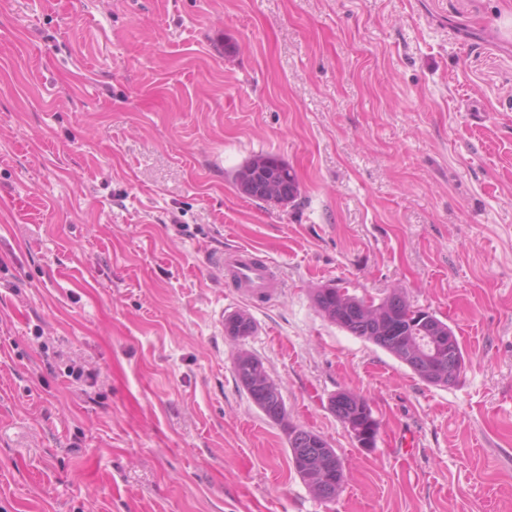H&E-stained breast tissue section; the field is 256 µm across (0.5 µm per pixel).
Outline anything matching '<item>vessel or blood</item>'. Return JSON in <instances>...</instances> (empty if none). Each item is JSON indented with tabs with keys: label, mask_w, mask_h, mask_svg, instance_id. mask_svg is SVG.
<instances>
[{
	"label": "vessel or blood",
	"mask_w": 512,
	"mask_h": 512,
	"mask_svg": "<svg viewBox=\"0 0 512 512\" xmlns=\"http://www.w3.org/2000/svg\"><path fill=\"white\" fill-rule=\"evenodd\" d=\"M222 273L225 282L246 299H273L283 286L274 263L260 257L257 249L252 247L225 251Z\"/></svg>",
	"instance_id": "obj_1"
}]
</instances>
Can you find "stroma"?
<instances>
[{
    "label": "stroma",
    "mask_w": 512,
    "mask_h": 512,
    "mask_svg": "<svg viewBox=\"0 0 512 512\" xmlns=\"http://www.w3.org/2000/svg\"><path fill=\"white\" fill-rule=\"evenodd\" d=\"M261 154L295 202L239 193ZM237 246L278 297L225 284ZM324 285L435 312L459 382L329 323ZM243 349L335 448V501ZM0 512H512V0H0ZM222 273L224 281L245 299L271 300L284 288L274 263L252 247L224 251ZM249 356L251 361L256 362L262 372L257 371L248 366L246 359L239 360L237 355L234 359V372L237 379L247 391L253 403L258 409L271 421L281 425L288 434V447L290 450V458L299 476L300 480L309 488V490L320 500L333 501L339 495L343 480L341 483L336 481L341 475L344 476L343 465L338 464L336 461V480L335 481H317L314 470L310 467H301L297 462L305 457L313 459L316 464H323L324 460H338L340 458L335 448L328 443V441L321 435L307 430L288 422V413L286 410L285 401L281 389L270 377L271 384L267 388L264 384L267 373L262 361L254 356L252 353L244 351ZM317 444L318 448H314ZM316 486L315 490L311 488ZM340 392H337L333 396H331L329 400V409L336 416V419L339 420L342 425L348 430L351 431L353 438L357 441L359 447H362V441L368 445L371 440V435L365 432V424L362 425L363 419H368L369 417H373L372 410L368 400L359 394L353 393L351 391H347L348 395L346 399L343 401L337 400V395ZM366 411L368 413L366 414ZM354 417L359 421V427L355 429L354 424H352L351 418ZM349 422V423H348ZM362 425V426H361ZM348 426V427H347Z\"/></svg>",
    "instance_id": "1"
}]
</instances>
